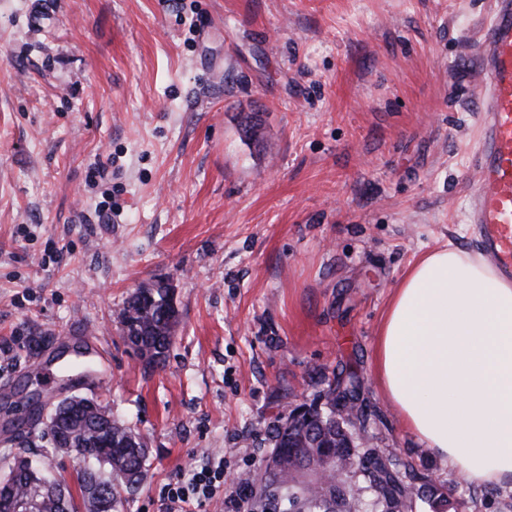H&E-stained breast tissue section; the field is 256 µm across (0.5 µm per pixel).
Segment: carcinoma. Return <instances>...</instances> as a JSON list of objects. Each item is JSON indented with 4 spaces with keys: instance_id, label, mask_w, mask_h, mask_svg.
Returning <instances> with one entry per match:
<instances>
[{
    "instance_id": "obj_1",
    "label": "carcinoma",
    "mask_w": 512,
    "mask_h": 512,
    "mask_svg": "<svg viewBox=\"0 0 512 512\" xmlns=\"http://www.w3.org/2000/svg\"><path fill=\"white\" fill-rule=\"evenodd\" d=\"M263 120L258 112L244 116L245 134L262 141ZM124 334L142 338L138 356L148 366L165 358L179 323V311L165 299L159 288H138L124 302L120 312ZM311 416L294 419L288 437L272 429L269 442L272 451L288 460V471L281 475L269 472L257 475L263 491L270 496H288V512H412L417 502L426 503L439 512L438 504L449 502L444 486L431 475L417 471L400 460L392 451L380 448H338L345 438L336 432V383H331L309 403ZM91 425L80 427L88 434L72 438L65 453L77 459L105 456L106 473L98 475L100 484L109 488L112 507H117V487H132L144 478L146 442L125 421L95 404L90 414ZM111 436L112 447L98 448L94 439ZM326 465L330 479L319 478L317 467ZM83 504H70L69 512H104L94 495L90 481L80 476ZM11 492L32 497L41 503V512H62L47 494L38 477L28 469L26 458L13 459L0 475V497Z\"/></svg>"
}]
</instances>
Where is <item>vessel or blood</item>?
I'll list each match as a JSON object with an SVG mask.
<instances>
[{
  "instance_id": "b4317fda",
  "label": "vessel or blood",
  "mask_w": 512,
  "mask_h": 512,
  "mask_svg": "<svg viewBox=\"0 0 512 512\" xmlns=\"http://www.w3.org/2000/svg\"><path fill=\"white\" fill-rule=\"evenodd\" d=\"M481 147L474 161L469 221L500 229L504 276H512V0H494L479 36Z\"/></svg>"
}]
</instances>
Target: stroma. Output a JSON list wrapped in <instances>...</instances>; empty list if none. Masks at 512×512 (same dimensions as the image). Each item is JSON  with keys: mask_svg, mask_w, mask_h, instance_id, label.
Segmentation results:
<instances>
[{"mask_svg": "<svg viewBox=\"0 0 512 512\" xmlns=\"http://www.w3.org/2000/svg\"><path fill=\"white\" fill-rule=\"evenodd\" d=\"M491 0H0V471L64 475L7 439L31 403L94 397L148 441L121 512H163L224 454L247 512L269 426L357 372L368 433L464 512H505L400 423L374 378L391 294L424 252L493 249L469 221L475 38ZM264 114V142L240 121ZM114 176L91 186L90 166ZM112 198V219L95 206ZM170 281L181 323L148 369L118 313ZM43 340L32 350V340Z\"/></svg>", "mask_w": 512, "mask_h": 512, "instance_id": "stroma-1", "label": "stroma"}]
</instances>
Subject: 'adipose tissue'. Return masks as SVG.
Returning a JSON list of instances; mask_svg holds the SVG:
<instances>
[{"label":"adipose tissue","mask_w":512,"mask_h":512,"mask_svg":"<svg viewBox=\"0 0 512 512\" xmlns=\"http://www.w3.org/2000/svg\"><path fill=\"white\" fill-rule=\"evenodd\" d=\"M376 381L402 426L476 487L512 483V279L448 245L404 274L379 326Z\"/></svg>","instance_id":"ef3b65f1"}]
</instances>
